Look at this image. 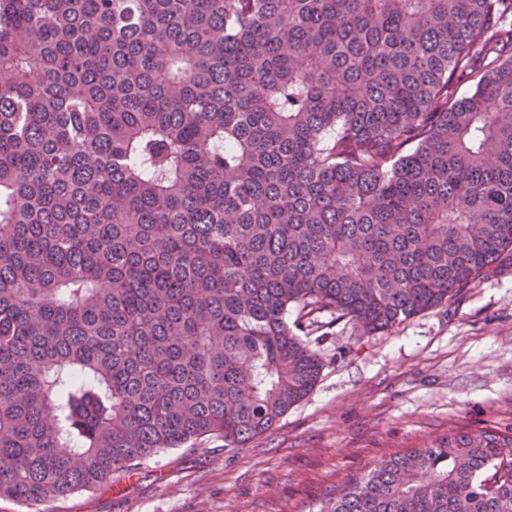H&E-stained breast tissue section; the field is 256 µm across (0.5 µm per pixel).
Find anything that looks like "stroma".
<instances>
[{"instance_id":"1","label":"stroma","mask_w":512,"mask_h":512,"mask_svg":"<svg viewBox=\"0 0 512 512\" xmlns=\"http://www.w3.org/2000/svg\"><path fill=\"white\" fill-rule=\"evenodd\" d=\"M307 333L319 380L269 433L165 451L46 512H320L385 457L456 431H512V265L383 332L320 314Z\"/></svg>"}]
</instances>
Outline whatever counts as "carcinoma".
I'll list each match as a JSON object with an SVG mask.
<instances>
[{"mask_svg": "<svg viewBox=\"0 0 512 512\" xmlns=\"http://www.w3.org/2000/svg\"><path fill=\"white\" fill-rule=\"evenodd\" d=\"M504 262L512 0H0V497L237 448L317 384L313 312L388 330ZM323 512H512V434Z\"/></svg>", "mask_w": 512, "mask_h": 512, "instance_id": "obj_1", "label": "carcinoma"}]
</instances>
